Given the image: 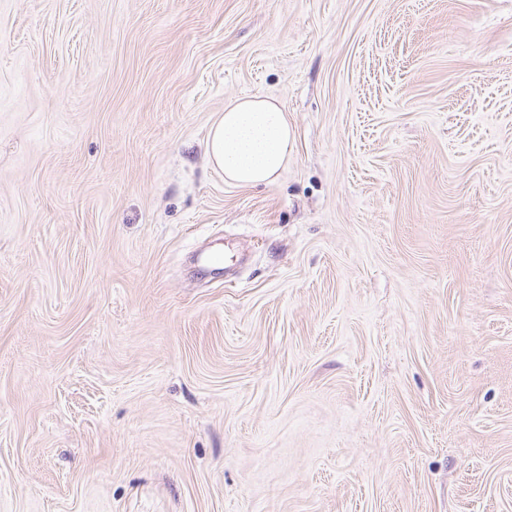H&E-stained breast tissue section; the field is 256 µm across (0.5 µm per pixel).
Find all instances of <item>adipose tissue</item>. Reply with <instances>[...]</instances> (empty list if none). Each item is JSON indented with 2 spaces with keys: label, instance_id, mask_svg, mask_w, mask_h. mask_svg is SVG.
<instances>
[{
  "label": "adipose tissue",
  "instance_id": "obj_1",
  "mask_svg": "<svg viewBox=\"0 0 512 512\" xmlns=\"http://www.w3.org/2000/svg\"><path fill=\"white\" fill-rule=\"evenodd\" d=\"M288 114L275 100L247 96L224 107L209 131V158L224 181L238 186L273 182L292 148Z\"/></svg>",
  "mask_w": 512,
  "mask_h": 512
}]
</instances>
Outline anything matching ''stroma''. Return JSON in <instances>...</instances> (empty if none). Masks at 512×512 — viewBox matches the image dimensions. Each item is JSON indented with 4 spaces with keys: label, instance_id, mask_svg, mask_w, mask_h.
I'll return each instance as SVG.
<instances>
[{
    "label": "stroma",
    "instance_id": "35a3bbf8",
    "mask_svg": "<svg viewBox=\"0 0 512 512\" xmlns=\"http://www.w3.org/2000/svg\"><path fill=\"white\" fill-rule=\"evenodd\" d=\"M0 512H512V0H0ZM288 114L273 99L247 96L224 106L209 131V158L224 182L258 186L273 182L292 148Z\"/></svg>",
    "mask_w": 512,
    "mask_h": 512
}]
</instances>
